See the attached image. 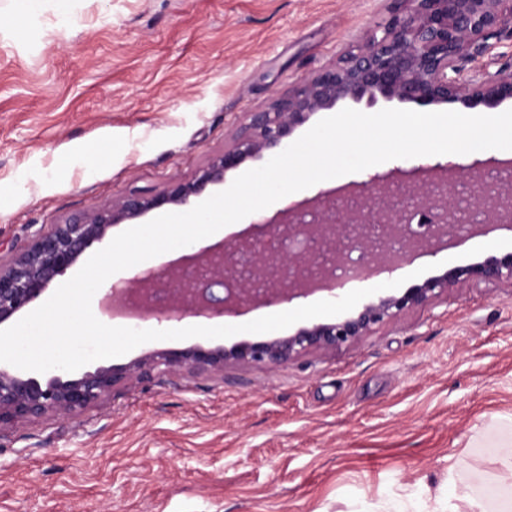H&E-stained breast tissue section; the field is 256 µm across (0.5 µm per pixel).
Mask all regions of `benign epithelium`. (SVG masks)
I'll list each match as a JSON object with an SVG mask.
<instances>
[{
	"label": "benign epithelium",
	"instance_id": "obj_1",
	"mask_svg": "<svg viewBox=\"0 0 512 512\" xmlns=\"http://www.w3.org/2000/svg\"><path fill=\"white\" fill-rule=\"evenodd\" d=\"M407 11L394 14L381 38L368 39L358 53L295 83L264 109L251 112L224 151L187 182L154 194L134 191L112 205L67 218L38 235L7 266L0 265V325L39 300L52 282L75 265L85 251L104 241L113 226L138 221L148 213L188 208L211 184L248 160L278 151L295 130L319 112L345 100L378 98L420 106L459 104L466 109L493 110L512 99V66L489 72L478 60L485 40L496 30L512 28V0H406ZM484 178L477 165L417 166L397 182L386 175L354 182L342 195L322 191L258 221L257 234L185 257L187 265L136 277L133 287L115 289L113 302L125 305L138 297L134 317L193 313L200 316L243 310L308 297L326 291L333 270L355 251L376 268L392 263L387 245L403 244L399 261L418 251L438 252L459 233L442 220L461 208L456 186ZM406 186L404 203L389 197L394 186ZM345 199L365 201L336 213ZM485 223L472 224L468 234L485 235L512 223V184L500 182L493 202L481 200ZM426 220L420 236L408 232L407 211ZM301 239L302 251L289 254L265 243ZM512 283V253L489 256L464 267H450L402 295H377L332 322H311L287 336L243 341L230 348L196 344L147 353L128 365L99 367L79 377L53 374L44 380L0 364V425L24 423L45 416L66 419L106 401L114 389L154 372L224 371L228 365H286L311 352H334L357 345L382 325L422 307L462 284Z\"/></svg>",
	"mask_w": 512,
	"mask_h": 512
}]
</instances>
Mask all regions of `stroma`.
I'll use <instances>...</instances> for the list:
<instances>
[{
    "mask_svg": "<svg viewBox=\"0 0 512 512\" xmlns=\"http://www.w3.org/2000/svg\"><path fill=\"white\" fill-rule=\"evenodd\" d=\"M403 0H0V261L66 217L192 180L246 113L381 35ZM512 253L455 239L369 286ZM261 311L130 321L238 325ZM512 414V284L462 285L357 346L157 375L0 427V512H385L485 485ZM462 467L449 472V456Z\"/></svg>",
    "mask_w": 512,
    "mask_h": 512,
    "instance_id": "obj_1",
    "label": "stroma"
}]
</instances>
